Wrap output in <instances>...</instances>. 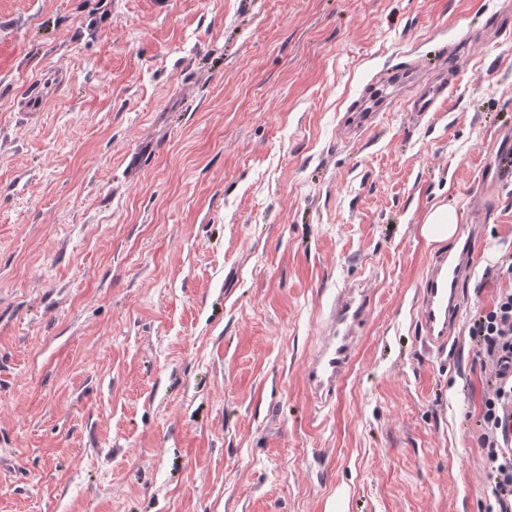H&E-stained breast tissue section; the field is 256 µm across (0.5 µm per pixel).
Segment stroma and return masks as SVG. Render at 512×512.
Instances as JSON below:
<instances>
[{"mask_svg": "<svg viewBox=\"0 0 512 512\" xmlns=\"http://www.w3.org/2000/svg\"><path fill=\"white\" fill-rule=\"evenodd\" d=\"M456 78L341 119L382 70ZM43 111L21 102L56 69ZM512 0H0V512H489ZM477 236L424 342L421 227ZM373 305L326 407L338 289ZM423 224V234L430 243L449 241L458 231L456 215L448 205L431 208Z\"/></svg>", "mask_w": 512, "mask_h": 512, "instance_id": "35a3bbf8", "label": "stroma"}]
</instances>
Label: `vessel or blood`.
I'll return each mask as SVG.
<instances>
[{
	"label": "vessel or blood",
	"instance_id": "obj_1",
	"mask_svg": "<svg viewBox=\"0 0 512 512\" xmlns=\"http://www.w3.org/2000/svg\"><path fill=\"white\" fill-rule=\"evenodd\" d=\"M399 86L416 87L413 108L418 112L432 111L446 89L442 82H424L416 64L386 69L377 75L364 96L350 103L348 125L358 131L372 130L387 100V88ZM476 257L475 245L469 240L457 252L433 254L418 306L427 345L443 347L454 335L461 309L460 286L472 273ZM371 305L372 294L363 284L337 293L321 346L311 356L307 367L310 390L320 403H329L345 377L353 359L356 330L369 315Z\"/></svg>",
	"mask_w": 512,
	"mask_h": 512
}]
</instances>
